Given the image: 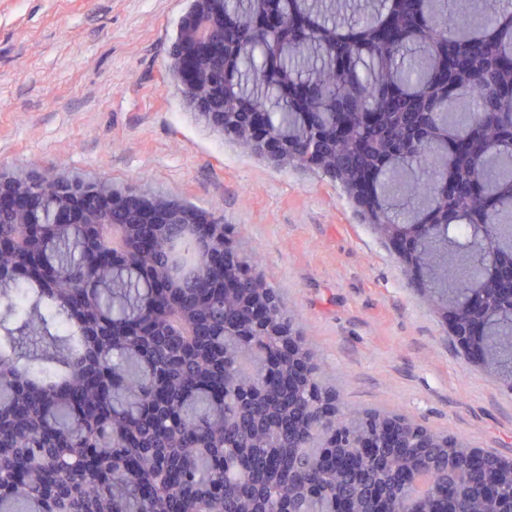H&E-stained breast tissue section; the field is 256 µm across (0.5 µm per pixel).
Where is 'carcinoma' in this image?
<instances>
[{"label": "carcinoma", "mask_w": 512, "mask_h": 512, "mask_svg": "<svg viewBox=\"0 0 512 512\" xmlns=\"http://www.w3.org/2000/svg\"><path fill=\"white\" fill-rule=\"evenodd\" d=\"M269 0H244L234 14L245 37L225 92L228 111L240 102L270 113L271 124L303 143L308 132L292 99L269 78L277 70L315 88V112L357 95L367 107L393 91L428 103L431 126L403 155L377 160L360 154L362 137L383 140L403 131L392 116L379 130L352 129L336 149L348 198L363 169L377 163L381 223L402 228L415 252L448 254L431 268L435 306L459 303L486 274L497 250L512 248V100L486 122L477 150L455 159L454 174L474 185L451 204L436 195L444 154L464 137L484 105L512 87V0H366L342 18L336 0H278L304 37L278 50L253 28ZM348 44L337 71L336 43ZM172 77L197 111L203 109ZM50 196L43 224L16 239L18 226L0 220V269L29 256L54 274L49 288L31 279L0 280V512H322L358 495L352 512H425L443 493L459 512H486L483 477L464 467V441L443 447L429 433L423 448H380L378 461H356L346 472L327 469L346 444L370 436L366 418H330L305 392L266 393L264 379L288 366V351L271 336L235 329L241 288L224 291L203 270V229L169 224L154 252L93 265L104 249L100 228L57 224ZM433 221L431 240L413 226ZM475 224L491 228L484 241ZM484 349L499 377L512 367V296L496 291L483 315ZM293 364L317 381L314 352Z\"/></svg>", "instance_id": "obj_1"}]
</instances>
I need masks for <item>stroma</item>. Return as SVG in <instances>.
Instances as JSON below:
<instances>
[{
    "label": "stroma",
    "mask_w": 512,
    "mask_h": 512,
    "mask_svg": "<svg viewBox=\"0 0 512 512\" xmlns=\"http://www.w3.org/2000/svg\"><path fill=\"white\" fill-rule=\"evenodd\" d=\"M190 0H0V172L100 180L223 220L343 413L386 411L512 461V388L468 356L338 181L243 151L169 76Z\"/></svg>",
    "instance_id": "obj_1"
}]
</instances>
